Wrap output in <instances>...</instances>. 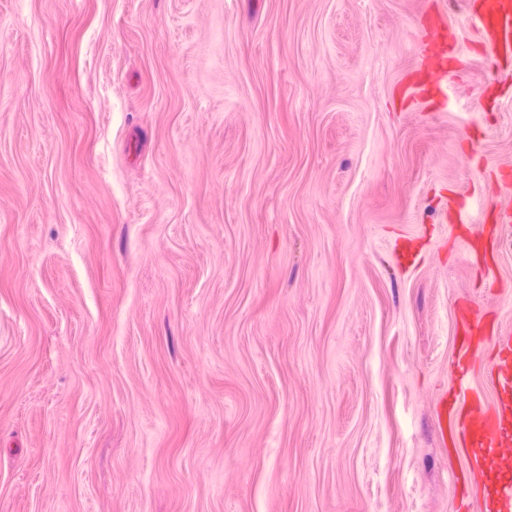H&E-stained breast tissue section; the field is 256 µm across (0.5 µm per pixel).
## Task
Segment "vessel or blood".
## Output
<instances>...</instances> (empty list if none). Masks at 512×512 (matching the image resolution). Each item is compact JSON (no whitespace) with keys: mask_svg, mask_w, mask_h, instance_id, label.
Returning a JSON list of instances; mask_svg holds the SVG:
<instances>
[{"mask_svg":"<svg viewBox=\"0 0 512 512\" xmlns=\"http://www.w3.org/2000/svg\"><path fill=\"white\" fill-rule=\"evenodd\" d=\"M473 17L488 52L499 65L512 67V0H481ZM455 49L454 28L441 23L428 27L421 46V79L413 84L416 95H428L464 69L465 62ZM457 323L463 334L481 335L493 347L488 375L497 389V399L490 407L467 392L453 407L447 399H440L439 439L454 441L469 470L480 475L485 512H512V329L477 320L467 303L458 310ZM479 354V344L469 340L461 345L454 362L459 376L469 374Z\"/></svg>","mask_w":512,"mask_h":512,"instance_id":"1","label":"vessel or blood"}]
</instances>
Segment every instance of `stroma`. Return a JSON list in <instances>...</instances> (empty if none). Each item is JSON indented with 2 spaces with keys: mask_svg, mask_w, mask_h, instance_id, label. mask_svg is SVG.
<instances>
[{
  "mask_svg": "<svg viewBox=\"0 0 512 512\" xmlns=\"http://www.w3.org/2000/svg\"><path fill=\"white\" fill-rule=\"evenodd\" d=\"M436 12L468 66L410 103ZM507 209L466 0H0V512H458ZM480 353L479 344L473 343L471 340H468L466 343L461 345L454 362V368L461 378H464L469 374L475 359L480 355Z\"/></svg>",
  "mask_w": 512,
  "mask_h": 512,
  "instance_id": "35a3bbf8",
  "label": "stroma"
}]
</instances>
